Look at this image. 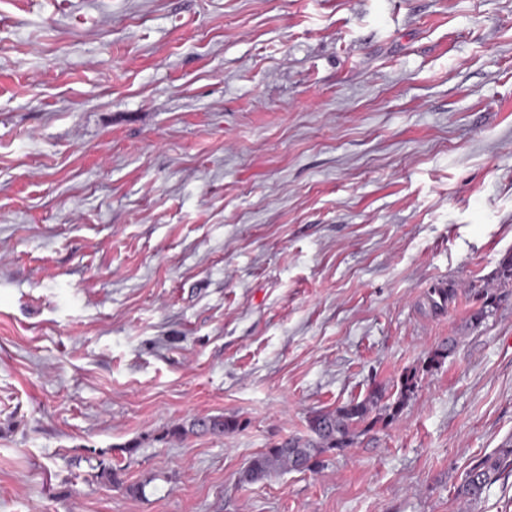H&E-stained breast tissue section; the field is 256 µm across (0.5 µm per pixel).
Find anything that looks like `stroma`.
Segmentation results:
<instances>
[{"mask_svg":"<svg viewBox=\"0 0 512 512\" xmlns=\"http://www.w3.org/2000/svg\"><path fill=\"white\" fill-rule=\"evenodd\" d=\"M510 252L512 0H0V512H512ZM381 398V391L375 388L362 401H351L335 410L315 414L308 420L307 434L289 437L253 457L244 471L245 481L253 483L281 471L298 470L301 461L306 464L303 470H307L322 451L349 448L354 443L357 426L366 422ZM501 448L494 454L481 459L470 468L463 483L457 490V495L469 502L481 499L488 486L499 480L502 476L512 474V446Z\"/></svg>","mask_w":512,"mask_h":512,"instance_id":"1","label":"stroma"}]
</instances>
